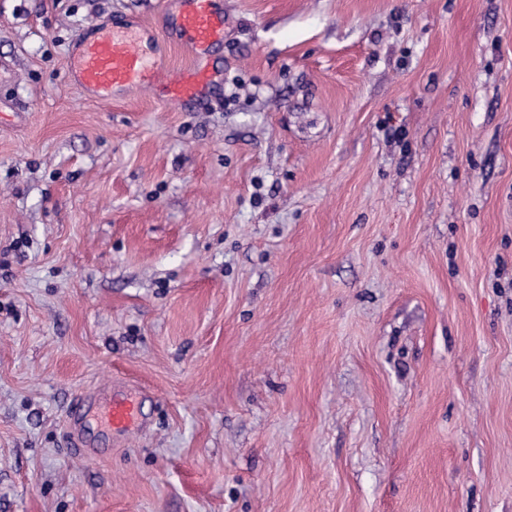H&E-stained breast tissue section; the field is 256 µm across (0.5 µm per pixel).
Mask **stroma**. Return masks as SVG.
<instances>
[{
	"label": "stroma",
	"mask_w": 512,
	"mask_h": 512,
	"mask_svg": "<svg viewBox=\"0 0 512 512\" xmlns=\"http://www.w3.org/2000/svg\"><path fill=\"white\" fill-rule=\"evenodd\" d=\"M173 7L0 0V512H512V0H224L192 106L71 84ZM102 419L112 431L136 429L142 423L140 402L134 396L113 401L104 407Z\"/></svg>",
	"instance_id": "1"
}]
</instances>
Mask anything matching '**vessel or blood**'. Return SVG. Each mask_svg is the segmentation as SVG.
Segmentation results:
<instances>
[{
    "label": "vessel or blood",
    "mask_w": 512,
    "mask_h": 512,
    "mask_svg": "<svg viewBox=\"0 0 512 512\" xmlns=\"http://www.w3.org/2000/svg\"><path fill=\"white\" fill-rule=\"evenodd\" d=\"M222 0H179L176 13L167 17L165 38L181 44L198 56L224 41ZM77 53L71 71L72 83L101 101H111L114 92L137 87L160 89L166 99L189 105L212 84L208 69L196 66L172 71L148 57L142 33L105 30L98 36H77ZM102 418L114 431H128L142 423L140 402L128 397L106 405Z\"/></svg>",
    "instance_id": "obj_1"
}]
</instances>
